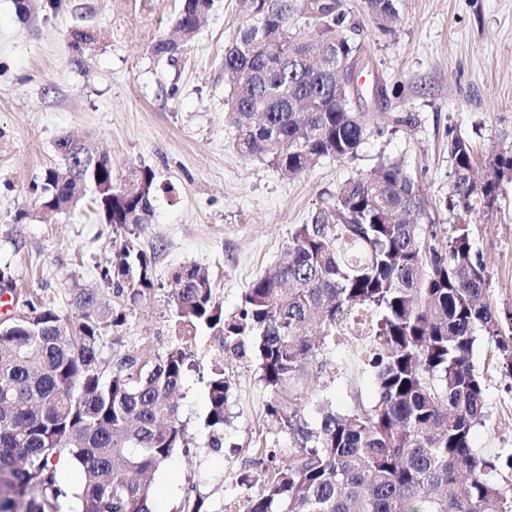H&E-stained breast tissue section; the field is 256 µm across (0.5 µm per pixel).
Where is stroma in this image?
I'll use <instances>...</instances> for the list:
<instances>
[{
    "instance_id": "1",
    "label": "stroma",
    "mask_w": 512,
    "mask_h": 512,
    "mask_svg": "<svg viewBox=\"0 0 512 512\" xmlns=\"http://www.w3.org/2000/svg\"><path fill=\"white\" fill-rule=\"evenodd\" d=\"M182 0H62L56 11L19 20L13 0H0V267L14 279L9 311L31 299L78 318L81 290L112 304L101 272L115 259L111 225L89 196L60 212L39 206L45 170L61 165L59 139L71 137L107 154L116 178L150 166L159 187L149 223L134 237L157 249L158 288L127 307L122 327L107 328L101 357L113 350L156 357L175 343L171 273L205 268L225 312L240 309L251 282L278 262L295 225L329 209L336 191L385 157L403 163L424 206L421 224H453L443 200L453 178L448 143L472 140L483 151L512 147V0H398L401 24L380 34L362 0H340L348 27L363 42L361 85L372 112L356 157L320 159L291 177L271 164L245 160L226 116L231 83L224 47L243 13L242 0H215L195 38L175 61L155 55L170 37ZM90 42L73 43V30ZM474 249L487 268V297L512 311V202L490 215H471ZM191 368L178 395L188 445L175 449L154 478L159 512H180L186 496L211 512L242 495L234 478H261L256 448L288 450L287 427L266 414L268 404H300L309 428L319 405L347 413L376 399L373 377L357 341L339 336L308 366L312 383L271 392L253 358L224 352L199 329ZM473 364L485 378L489 416L475 428L480 453L512 454V376L494 346L478 340ZM230 379L231 417L224 444H209L207 381L215 364Z\"/></svg>"
}]
</instances>
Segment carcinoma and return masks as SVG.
Masks as SVG:
<instances>
[{
	"instance_id": "carcinoma-1",
	"label": "carcinoma",
	"mask_w": 512,
	"mask_h": 512,
	"mask_svg": "<svg viewBox=\"0 0 512 512\" xmlns=\"http://www.w3.org/2000/svg\"><path fill=\"white\" fill-rule=\"evenodd\" d=\"M214 0H182L176 40L155 54L173 58L197 34ZM377 29L400 24L395 0H364ZM320 29L302 39L301 23ZM339 0H249L224 70L234 77L226 101L238 152L299 174L323 157L357 154L369 113L355 110L361 93L336 100L327 61L364 54L345 28ZM64 164L46 170L41 206L68 209L77 187L121 241L102 279L119 307L99 308L93 293L75 298L79 318H62L33 301L27 320L0 326V512H155L157 469L185 444L177 393L189 367L185 340L205 328L242 358L252 354L261 380L274 391L308 386L307 365L327 347L351 310L370 318L359 337L364 362L375 369L377 400L339 413L320 407L310 429L299 410L273 404L268 414L297 437L288 453L256 448L262 485L246 489L235 512H512V454L483 456L471 445L487 417L484 377L472 363L478 336L495 343L512 374V312L487 298L486 266L473 248L467 217L489 214L512 187V149L483 158L469 139L448 145L454 177L446 210L450 232L421 228L417 185L402 164L380 161L336 191V203L312 223L298 224L286 259L247 289L239 312L226 314L198 266L171 274L173 316L183 342L155 360L115 352L101 365L104 332L125 321L124 306L156 288V253L132 239L148 223L157 191L154 171H130L132 183L112 179V161L63 139ZM229 377L215 365L208 381L211 446L223 445ZM68 460L82 474L66 488L56 465Z\"/></svg>"
}]
</instances>
